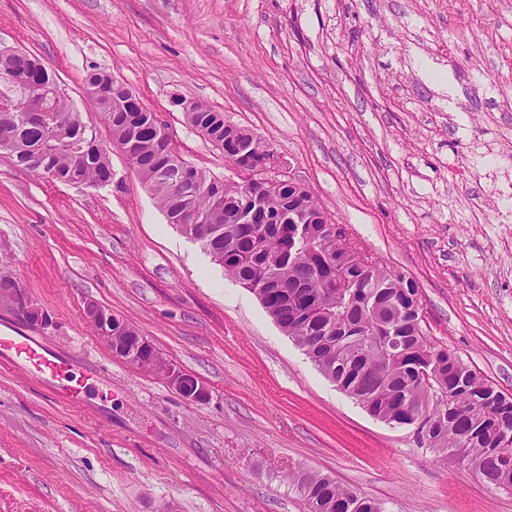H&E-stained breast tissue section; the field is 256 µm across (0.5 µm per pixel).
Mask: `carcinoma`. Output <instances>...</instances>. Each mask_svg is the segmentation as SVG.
Listing matches in <instances>:
<instances>
[{
    "mask_svg": "<svg viewBox=\"0 0 512 512\" xmlns=\"http://www.w3.org/2000/svg\"><path fill=\"white\" fill-rule=\"evenodd\" d=\"M14 73L36 79L35 93L58 111L51 140L23 112H0V137L16 166L56 182L97 186L108 175V150L89 135L76 110L43 63L23 51L5 61ZM128 89L117 85L112 96L92 103L112 130V141L129 149L141 178L168 223L182 226L186 212L204 223L194 225L198 242L215 264L256 295L277 326L311 363L375 418L393 426L413 427L423 417L421 445L467 462L492 489L512 492V397L497 390L455 353L432 343L423 333L417 311L406 295L416 285L379 267L346 259L332 238L331 225L301 224L296 212L320 206L301 202L283 183L258 199V223L237 224L241 199L234 182L196 170L201 188L174 180L190 165L172 145L168 126L157 129L150 112H123ZM191 127L224 141V113L192 101L183 113ZM112 335L123 337L126 350L141 332L112 317ZM434 374L451 397V406L431 413L428 382ZM305 512H386L383 503L358 495L330 475L315 471L288 474Z\"/></svg>",
    "mask_w": 512,
    "mask_h": 512,
    "instance_id": "cac0c4a2",
    "label": "carcinoma"
}]
</instances>
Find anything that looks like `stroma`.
I'll list each match as a JSON object with an SVG mask.
<instances>
[{"label": "stroma", "mask_w": 512, "mask_h": 512, "mask_svg": "<svg viewBox=\"0 0 512 512\" xmlns=\"http://www.w3.org/2000/svg\"><path fill=\"white\" fill-rule=\"evenodd\" d=\"M1 46L52 72L109 146L112 183L0 155V331L38 337L82 386L70 401L0 357V512H303L283 480L299 469L387 512H512V493L314 369L167 223L84 93L93 69L125 83L219 178L223 151L171 95L251 130L375 263L416 282L428 339L512 394V0H0ZM91 301L208 399L113 356ZM169 385L186 401L201 402L208 397L203 385L192 375L169 365L166 371Z\"/></svg>", "instance_id": "stroma-1"}]
</instances>
